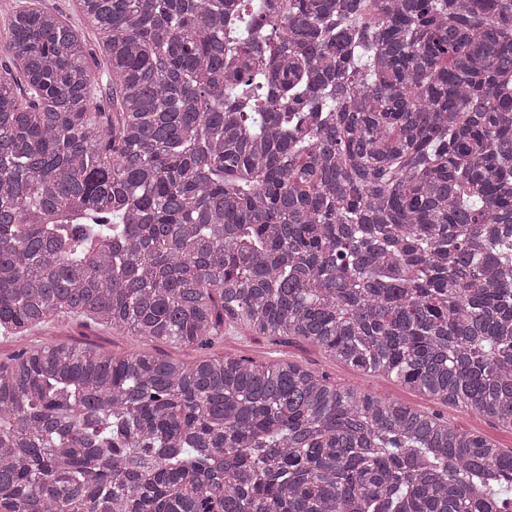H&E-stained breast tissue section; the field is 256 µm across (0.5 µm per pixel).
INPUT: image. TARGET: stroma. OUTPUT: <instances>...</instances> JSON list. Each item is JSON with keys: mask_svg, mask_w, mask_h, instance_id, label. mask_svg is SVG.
<instances>
[{"mask_svg": "<svg viewBox=\"0 0 512 512\" xmlns=\"http://www.w3.org/2000/svg\"><path fill=\"white\" fill-rule=\"evenodd\" d=\"M50 334L59 341L82 348L92 347L115 356L124 355L141 346L151 353L159 352L187 364L206 356L244 357L259 364L292 361L326 375L331 382L338 385L363 386L378 397L396 399L437 414L457 428L485 435L497 442L501 448H512V431L500 428L491 419L419 395L393 379L365 375L340 365L319 346L298 339L288 341L270 336H253L243 340L236 334L229 333L223 341L201 351L159 342L143 344L137 337L110 333L100 326L72 320L53 325Z\"/></svg>", "mask_w": 512, "mask_h": 512, "instance_id": "stroma-1", "label": "stroma"}]
</instances>
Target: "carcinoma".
Returning <instances> with one entry per match:
<instances>
[{
  "instance_id": "cac0c4a2",
  "label": "carcinoma",
  "mask_w": 512,
  "mask_h": 512,
  "mask_svg": "<svg viewBox=\"0 0 512 512\" xmlns=\"http://www.w3.org/2000/svg\"><path fill=\"white\" fill-rule=\"evenodd\" d=\"M80 2L106 48L0 28V336L295 337L512 429V0ZM0 512H512V450L290 362L45 343L0 363Z\"/></svg>"
}]
</instances>
